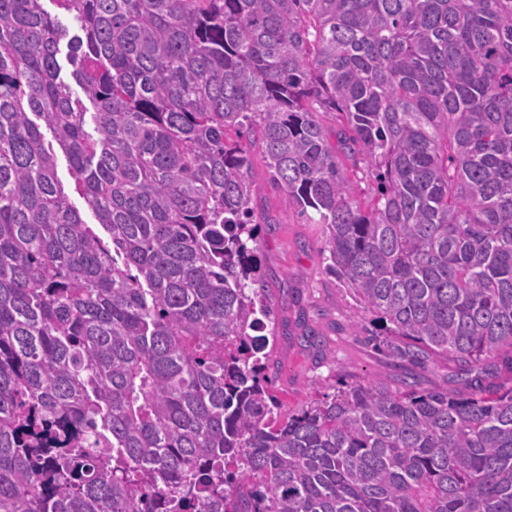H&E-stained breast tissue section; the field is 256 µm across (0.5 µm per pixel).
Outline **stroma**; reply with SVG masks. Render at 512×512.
Instances as JSON below:
<instances>
[{"instance_id": "stroma-1", "label": "stroma", "mask_w": 512, "mask_h": 512, "mask_svg": "<svg viewBox=\"0 0 512 512\" xmlns=\"http://www.w3.org/2000/svg\"><path fill=\"white\" fill-rule=\"evenodd\" d=\"M260 186L257 203L272 221L258 227L260 260L272 299L276 337L270 346V387L284 408L306 404L317 390L341 381L385 376L420 389L458 388L454 364L436 357L423 363L391 361L367 334L350 335L348 323L357 309L352 297L326 274V254L319 225L302 223L271 181L260 149L250 154ZM305 315L317 334L305 342L296 326Z\"/></svg>"}]
</instances>
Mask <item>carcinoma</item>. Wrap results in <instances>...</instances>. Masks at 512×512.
I'll return each mask as SVG.
<instances>
[{
	"instance_id": "carcinoma-1",
	"label": "carcinoma",
	"mask_w": 512,
	"mask_h": 512,
	"mask_svg": "<svg viewBox=\"0 0 512 512\" xmlns=\"http://www.w3.org/2000/svg\"><path fill=\"white\" fill-rule=\"evenodd\" d=\"M42 2L0 0V512H512V381L281 412L250 163L388 356L512 365V0ZM57 156V176L65 187L69 195V200L76 207L84 219L98 234L103 235L101 226L98 224L97 218L93 211L87 206L84 199L74 190V180L69 171V163L66 156L60 149H55Z\"/></svg>"
}]
</instances>
